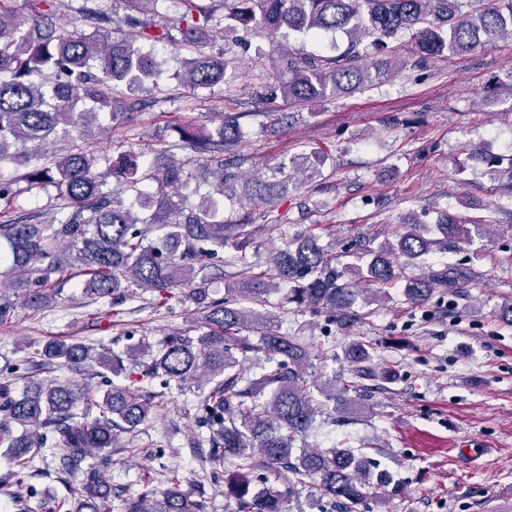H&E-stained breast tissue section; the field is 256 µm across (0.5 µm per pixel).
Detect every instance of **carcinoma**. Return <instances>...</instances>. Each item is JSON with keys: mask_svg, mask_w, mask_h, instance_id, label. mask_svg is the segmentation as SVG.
Wrapping results in <instances>:
<instances>
[{"mask_svg": "<svg viewBox=\"0 0 512 512\" xmlns=\"http://www.w3.org/2000/svg\"><path fill=\"white\" fill-rule=\"evenodd\" d=\"M0 0V162L24 168L20 178L31 184H49L64 199L67 213L37 221L0 222V266L11 288L21 293L26 306L43 309L55 300L56 284L77 270L87 289L98 298H133L139 289L163 297L186 290V297L203 306L204 332L197 339L171 337L144 370V376L162 374L198 388L209 386L199 423L210 433L208 457L214 481H224V497L234 512H283L284 493L258 488L254 474L275 469L292 487L311 485L318 498L334 512H361L365 498L364 460L348 448L293 449L321 411L308 374V351L293 336L272 330L275 316L259 315L248 304L262 301L278 290V281L293 285L289 301L303 308H326L333 321L345 326L358 289L342 280L330 258L310 233L297 235L286 248L271 255L272 273L262 276L244 268L226 284L221 301L208 300L207 286L224 277L215 255L230 240L243 245L252 236V216L237 224L217 218L216 201L208 194L197 203L182 193L196 175L212 181L222 195L238 182L233 172L242 138L237 115H226L215 129L195 125L180 128L189 153L163 170L143 174L139 155L129 152L118 163L99 171L92 152L62 151L54 147L59 134L71 130L88 135L105 108L113 123L132 120V107L118 98L122 89L133 91L156 85L160 63L153 45L179 41L191 48L175 76L189 90L210 88L225 80L233 59L229 50L213 49L207 35L210 22L223 12L226 30H263L272 35L286 28L318 35L340 33L344 49L334 56L290 51L280 58L286 79L262 94L263 102L282 98L303 104L342 98L397 74L389 59L364 62L366 45L377 50L403 37L414 44L411 62L422 67L444 54H467L502 39H512V0H182L180 38L170 26L144 18L157 0H123L126 14L121 32L99 40L112 27V14L98 0H83L80 21L93 29L88 34L76 25L53 21L55 0H24V10ZM118 173L127 200L103 191L105 177ZM151 180L153 188L138 185ZM246 197L267 205L286 189L283 181L246 179ZM152 212L151 221L138 227L136 210ZM440 239L424 236L417 221L406 223L369 251L366 266L358 270L365 282L367 301L379 302L385 288L398 278L399 260L414 261L435 250H455L470 233L469 227L448 217L438 224ZM153 230L158 241L149 239ZM457 268H442L405 286L406 299L425 300L433 286L469 280ZM260 333L259 342L242 335ZM262 353L270 366L255 376L238 369L239 359ZM42 356L79 370L88 361L114 372L119 362L72 340H52ZM155 404L126 386H114L99 396L79 383L53 380L32 384L20 396L0 383V449L27 465L41 448L59 472L83 479L75 487L74 512H107L109 491L95 469L84 468L93 452L112 447L117 432L147 421ZM258 452H253V449ZM239 460L237 470L224 471L221 461ZM124 512H192L185 495L168 489L145 491L124 503Z\"/></svg>", "mask_w": 512, "mask_h": 512, "instance_id": "carcinoma-1", "label": "carcinoma"}]
</instances>
